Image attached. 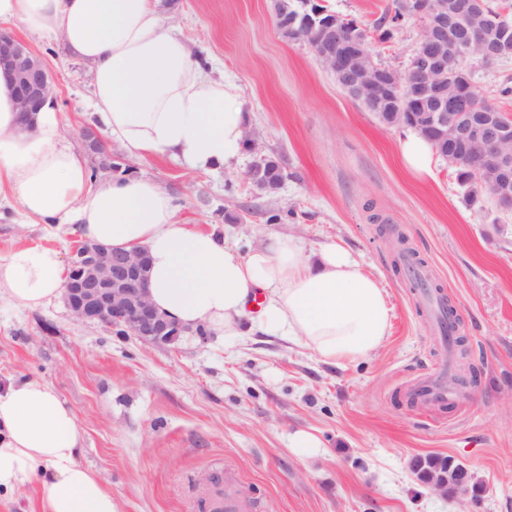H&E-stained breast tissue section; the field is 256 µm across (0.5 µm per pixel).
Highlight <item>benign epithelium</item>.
<instances>
[{
	"mask_svg": "<svg viewBox=\"0 0 512 512\" xmlns=\"http://www.w3.org/2000/svg\"><path fill=\"white\" fill-rule=\"evenodd\" d=\"M424 10L427 22L410 70L375 63L366 49L347 44L343 30L334 24L309 45L365 110L399 98L410 103L411 109L392 114L388 124L417 127L448 164L475 167L498 210L512 213V118L482 110L472 79H460L466 58L477 55L485 62L497 61L512 39L487 24L474 0H426ZM0 66L14 76L19 111L37 112L56 98L49 68L26 41L1 33ZM78 139L86 153L114 159L93 128L82 129ZM148 267L143 251H114L83 242L71 260L64 303L79 321L121 327L149 344H174L189 329L151 303Z\"/></svg>",
	"mask_w": 512,
	"mask_h": 512,
	"instance_id": "1",
	"label": "benign epithelium"
}]
</instances>
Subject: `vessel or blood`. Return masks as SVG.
Segmentation results:
<instances>
[{
    "mask_svg": "<svg viewBox=\"0 0 512 512\" xmlns=\"http://www.w3.org/2000/svg\"><path fill=\"white\" fill-rule=\"evenodd\" d=\"M419 301L440 332L439 342L443 359L437 370L414 380L408 392L414 403L426 410L457 404L465 389L448 381V368L452 363L454 351L452 338L445 332L448 320L442 313V295L430 289L420 293Z\"/></svg>",
    "mask_w": 512,
    "mask_h": 512,
    "instance_id": "vessel-or-blood-1",
    "label": "vessel or blood"
}]
</instances>
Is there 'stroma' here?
<instances>
[{"mask_svg": "<svg viewBox=\"0 0 512 512\" xmlns=\"http://www.w3.org/2000/svg\"><path fill=\"white\" fill-rule=\"evenodd\" d=\"M273 0H174L164 15L215 76L234 81L255 150L232 167L190 168L171 155L126 160L173 193L180 217L241 251L269 235L333 242L384 288L391 333L370 358L337 367L285 336L192 332L154 346L131 333L76 320L63 300L29 309L0 298V385L37 378L84 428L79 460L112 490L115 512H196L223 478L247 512H512V214L490 197L470 202L455 168L433 157L415 176L401 155L402 126L382 124L337 84L301 40L275 26ZM422 25L375 43L377 63L406 69ZM57 86L69 139L92 125L87 69L59 43H38ZM477 91L512 114V60H472ZM287 178L256 196L244 175L256 152ZM270 210L284 212L279 224ZM397 225L432 282L448 293L467 355L470 393L459 409L420 411L407 386L440 361L438 336L417 310L397 248ZM67 227L0 222V257L46 246L71 260ZM299 431L318 454L291 447ZM465 466L479 490L442 495L420 482L413 459Z\"/></svg>", "mask_w": 512, "mask_h": 512, "instance_id": "1", "label": "stroma"}]
</instances>
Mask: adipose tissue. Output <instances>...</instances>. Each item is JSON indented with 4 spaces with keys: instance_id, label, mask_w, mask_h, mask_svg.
Returning a JSON list of instances; mask_svg holds the SVG:
<instances>
[{
    "instance_id": "adipose-tissue-1",
    "label": "adipose tissue",
    "mask_w": 512,
    "mask_h": 512,
    "mask_svg": "<svg viewBox=\"0 0 512 512\" xmlns=\"http://www.w3.org/2000/svg\"><path fill=\"white\" fill-rule=\"evenodd\" d=\"M13 24L87 65L95 125L127 157L167 153L201 170L239 161V89L207 75L166 26L159 0H0V26ZM60 112L47 106L21 119L0 68V194L12 196L23 223L67 225L86 241L145 250L152 303L185 327L285 336L334 366L383 346L391 329L385 291L346 249L324 243L310 256L299 237L271 235L241 253L183 223L176 198L151 178L91 180ZM67 274L58 250L15 248L0 258V297L42 307L62 294ZM83 437L47 383L0 388V490L37 479L44 512H115L111 488L77 461Z\"/></svg>"
}]
</instances>
